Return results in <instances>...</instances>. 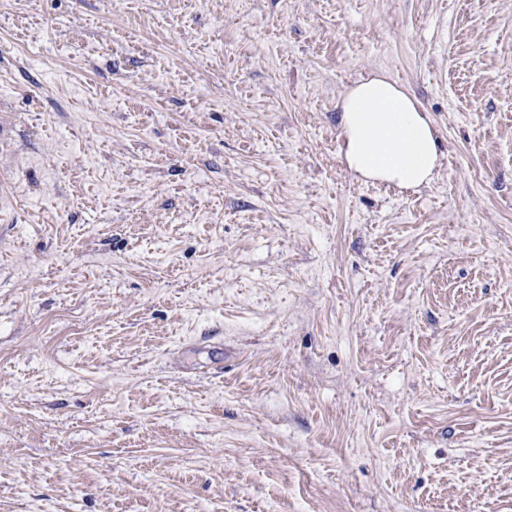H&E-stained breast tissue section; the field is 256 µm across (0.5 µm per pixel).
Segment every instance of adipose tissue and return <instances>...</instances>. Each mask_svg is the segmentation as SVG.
<instances>
[{
    "mask_svg": "<svg viewBox=\"0 0 512 512\" xmlns=\"http://www.w3.org/2000/svg\"><path fill=\"white\" fill-rule=\"evenodd\" d=\"M339 122L349 168L368 179L418 187L439 161L432 126L411 96L382 78L358 82L343 96Z\"/></svg>",
    "mask_w": 512,
    "mask_h": 512,
    "instance_id": "1",
    "label": "adipose tissue"
}]
</instances>
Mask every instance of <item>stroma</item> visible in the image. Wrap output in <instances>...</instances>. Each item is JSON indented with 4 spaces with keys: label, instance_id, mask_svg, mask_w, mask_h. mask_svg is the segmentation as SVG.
I'll return each instance as SVG.
<instances>
[{
    "label": "stroma",
    "instance_id": "1",
    "mask_svg": "<svg viewBox=\"0 0 512 512\" xmlns=\"http://www.w3.org/2000/svg\"><path fill=\"white\" fill-rule=\"evenodd\" d=\"M2 118L0 512H512V0H0ZM349 168L367 179L418 187L439 161L432 126L411 96L382 78L351 87L340 104Z\"/></svg>",
    "mask_w": 512,
    "mask_h": 512
}]
</instances>
